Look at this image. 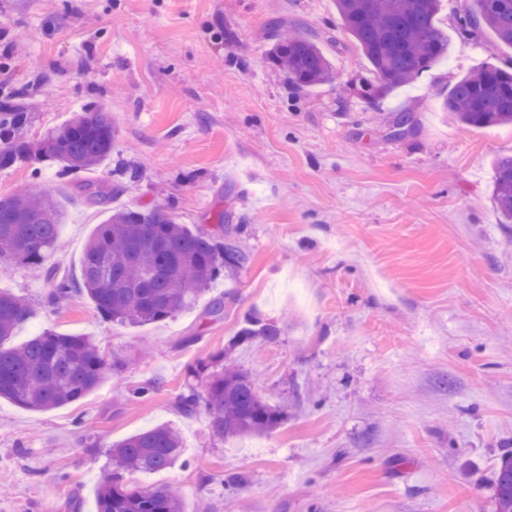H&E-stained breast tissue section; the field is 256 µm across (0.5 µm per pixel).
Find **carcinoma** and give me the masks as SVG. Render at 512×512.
<instances>
[{"label": "carcinoma", "mask_w": 512, "mask_h": 512, "mask_svg": "<svg viewBox=\"0 0 512 512\" xmlns=\"http://www.w3.org/2000/svg\"><path fill=\"white\" fill-rule=\"evenodd\" d=\"M342 25L371 64L362 81V97L372 101L418 78L448 57V34L438 24L441 0H333ZM472 34L492 32L512 47V0H474L461 17ZM270 62L288 73L298 89L335 78L330 60L308 34L276 35ZM442 110L467 127L512 125V61L484 65L457 80L442 99ZM24 105L7 96L0 101V169L29 162L37 155L62 173L78 177L76 187L98 204L112 202L136 169H120L112 185L83 181L79 175L96 169L115 146L112 113L88 106L66 122L48 129L33 146L22 135L28 123ZM414 127L409 112L389 124L395 137ZM492 205L501 224L512 223V153L493 162ZM64 213L44 191L0 196V257H13L44 270L48 299L58 304L74 293H86L106 319L130 324L163 321L195 305L207 285L223 270L248 266L249 254L234 240L213 232L193 231L178 223L169 209H113L89 239L81 282L72 284L49 264L61 239ZM32 317L21 299L0 292V398L31 410L58 408L76 402L97 388L108 370L88 336L45 330L20 346L10 340ZM239 341L273 340L279 329L256 319L238 332ZM204 407L212 436L226 440L263 435L284 421L282 410L257 391L252 376L224 364L207 381L204 395H181L180 409L192 414ZM183 454L182 439L169 425L140 431L112 446V476L99 487L98 512H184L181 500L165 484L139 488L125 476L160 472ZM495 512H512V455L502 458L493 486Z\"/></svg>", "instance_id": "obj_1"}]
</instances>
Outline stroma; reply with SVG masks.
Returning a JSON list of instances; mask_svg holds the SVG:
<instances>
[{
    "mask_svg": "<svg viewBox=\"0 0 512 512\" xmlns=\"http://www.w3.org/2000/svg\"><path fill=\"white\" fill-rule=\"evenodd\" d=\"M467 4L442 0L447 64L370 103V64L332 0H0V98L36 103L24 136L83 106L111 112L115 149L88 177L141 174L114 207L167 205L251 255L194 308L142 325L104 319L84 295L49 304L40 269L0 262V291L33 309L13 344L88 335L124 363L62 407L0 400V512H96L110 445L160 424L184 452L132 480L168 485L185 512H494L512 454V224L494 214L491 163L512 152V126L458 125L440 100L512 48L462 34ZM276 23L313 36L335 80L289 85L267 60ZM403 111L415 128L390 137ZM32 186L65 214L52 265L80 279L108 211L57 165L0 170V195ZM253 317L279 336L237 343ZM223 357L283 408L279 427L220 441L204 411L181 413Z\"/></svg>",
    "mask_w": 512,
    "mask_h": 512,
    "instance_id": "1",
    "label": "stroma"
}]
</instances>
